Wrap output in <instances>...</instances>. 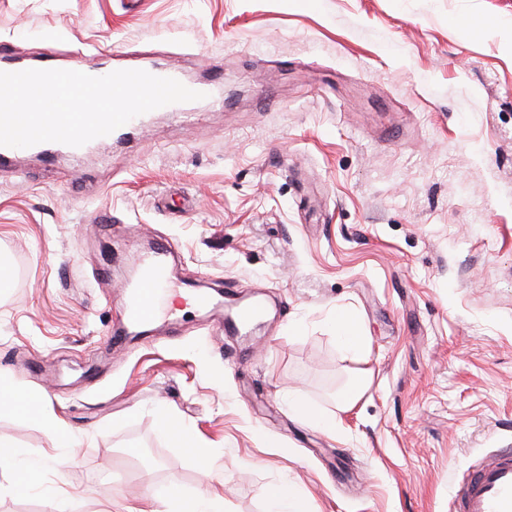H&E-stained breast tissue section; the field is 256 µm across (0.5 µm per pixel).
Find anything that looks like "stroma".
I'll use <instances>...</instances> for the list:
<instances>
[{
  "label": "stroma",
  "mask_w": 512,
  "mask_h": 512,
  "mask_svg": "<svg viewBox=\"0 0 512 512\" xmlns=\"http://www.w3.org/2000/svg\"><path fill=\"white\" fill-rule=\"evenodd\" d=\"M0 46L208 87L0 170V380L35 400L0 410V441L43 466L0 512L205 484L267 512L275 483L307 512H449L462 471L512 447V0H0ZM156 240L174 288L230 283L260 328L195 308L115 349L119 285ZM241 305H239L231 315L225 317L224 333L226 335H234L238 333L242 328H244L248 321L261 313V307L258 302L253 303L248 308H244Z\"/></svg>",
  "instance_id": "stroma-1"
}]
</instances>
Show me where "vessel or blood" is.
Segmentation results:
<instances>
[{
	"label": "vessel or blood",
	"instance_id": "b4317fda",
	"mask_svg": "<svg viewBox=\"0 0 512 512\" xmlns=\"http://www.w3.org/2000/svg\"><path fill=\"white\" fill-rule=\"evenodd\" d=\"M171 255V247L160 242L151 243L145 253L139 279L127 287V322L131 329L159 316L160 285ZM260 311L256 303L247 308L237 307L224 319L225 334L238 333ZM451 501L449 512H512V448L486 453L464 469Z\"/></svg>",
	"mask_w": 512,
	"mask_h": 512
}]
</instances>
